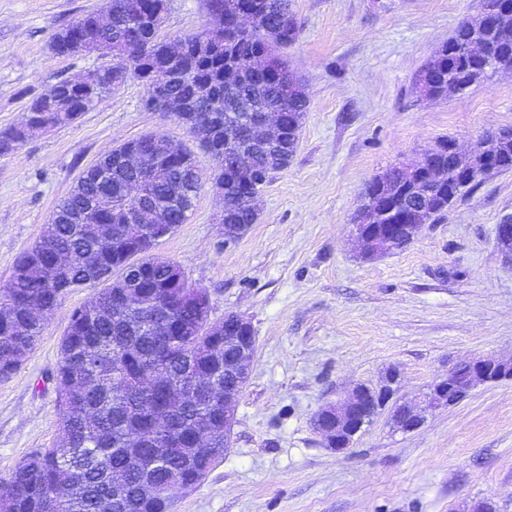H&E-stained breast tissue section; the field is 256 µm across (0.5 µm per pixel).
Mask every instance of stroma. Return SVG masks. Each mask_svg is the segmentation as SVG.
Wrapping results in <instances>:
<instances>
[{"label": "stroma", "instance_id": "obj_1", "mask_svg": "<svg viewBox=\"0 0 512 512\" xmlns=\"http://www.w3.org/2000/svg\"><path fill=\"white\" fill-rule=\"evenodd\" d=\"M483 3L291 0L301 29L284 57L309 100L291 163L267 184L259 219L240 239L225 240L224 200L206 178L187 222L154 248L207 290L211 321L239 313L256 336L231 445L200 485L173 493L172 512H467L479 500L512 512V380L477 387L411 432L381 410L341 453L313 427L322 406L388 371L399 374L393 399L402 402L460 363L512 358V263L495 239L496 225L512 218V172L480 179L404 249L364 260L352 234L376 175L419 160L441 138L467 145L512 128V70L445 100L414 87ZM106 8L107 0H0V131L59 80L111 64L51 50L60 29ZM205 20V0H168L159 35ZM146 97L131 79L75 123L0 155V286L102 153L157 131L197 149ZM92 294L66 295L21 368L0 379L2 479L55 439L47 377L71 310Z\"/></svg>", "mask_w": 512, "mask_h": 512}]
</instances>
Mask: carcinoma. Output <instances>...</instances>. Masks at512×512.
Masks as SVG:
<instances>
[{"label":"carcinoma","instance_id":"carcinoma-1","mask_svg":"<svg viewBox=\"0 0 512 512\" xmlns=\"http://www.w3.org/2000/svg\"><path fill=\"white\" fill-rule=\"evenodd\" d=\"M207 13L224 10V36L215 41L204 26L179 36L187 47L175 64L181 71L166 110L179 123L203 122L213 135L199 160L183 143L153 132L115 148L120 162L102 172H83L81 188H73L53 212L52 229L16 263L0 288V378L16 372L41 338L40 308L59 305L77 288L100 291L75 308L60 343L57 367L49 376L56 389L58 428L54 443L39 448L0 480V512H170L166 488L200 484L224 457V362L237 350L224 341L235 330L209 319L208 292L175 280L180 265L150 253L156 241L142 233L131 237L127 197L132 178H142L140 196L159 209L161 223L175 229L185 223L201 188L203 166L213 185L224 189V223L255 224L262 192L272 174L283 170L284 158L259 146L254 123H244L236 138L245 149L236 165L224 163V120L228 113L280 112L289 135L298 140L308 97L288 70L283 50L292 45L300 26L289 0H206ZM248 4L256 19L244 28L235 21L236 6ZM512 0H484L492 23L481 32L483 53L465 47L472 29L461 23L448 46L420 70L415 89L433 98H448L456 87H470L495 72L492 64L512 66V17L496 20ZM152 13L137 12L132 0H112V28H92V16L79 18L56 33L51 48L58 54L107 48L112 66L97 71L96 98L69 80L56 83L35 98L26 122L0 132V140L25 141L46 121L74 123L130 77L142 78L167 60L170 42L139 35ZM269 69L254 70L258 55ZM435 163L449 179L441 185L425 181L419 190L401 194L404 224L432 220L426 198L444 195L467 177L472 162L448 150ZM512 171V139L502 144L495 172ZM94 221L79 222L94 199ZM71 256L70 268H59L53 256ZM166 313L169 329L155 332L154 316ZM205 442H200V434Z\"/></svg>","mask_w":512,"mask_h":512}]
</instances>
